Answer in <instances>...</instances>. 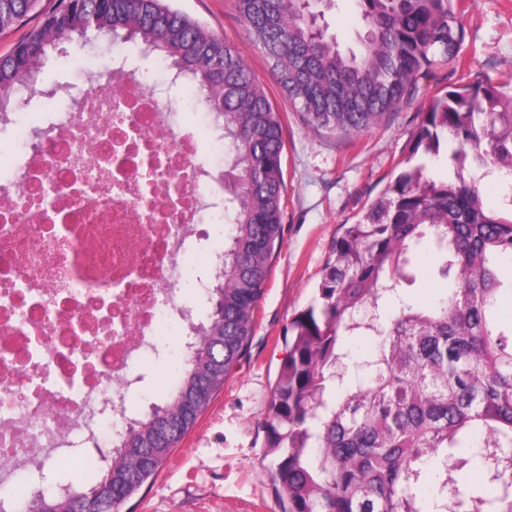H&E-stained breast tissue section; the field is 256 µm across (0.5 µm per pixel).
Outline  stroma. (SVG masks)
Here are the masks:
<instances>
[{"mask_svg":"<svg viewBox=\"0 0 512 512\" xmlns=\"http://www.w3.org/2000/svg\"><path fill=\"white\" fill-rule=\"evenodd\" d=\"M170 3L239 48L281 117L287 184L284 236L246 353L159 472L121 512H284L268 474L265 422L291 318L314 301L339 226L359 220L403 168L429 100L445 88L485 78L512 84V0H452L464 29L458 58L431 67L419 77L414 97L378 128L358 137L317 134L305 126L248 36L237 0ZM126 52L139 78L160 95L172 97L181 123L197 131L212 191L224 196V151L214 144L211 123L189 104L185 88L173 85L159 55L131 46ZM112 56L113 43L103 37L68 43L64 55H51L37 79L44 96L13 105L8 121L0 123V152L14 156L27 151L47 127L46 107L73 105L90 78H105ZM181 355V345L166 342L144 352L131 370L136 382L126 394L129 416H142L160 400L154 376L170 372Z\"/></svg>","mask_w":512,"mask_h":512,"instance_id":"35a3bbf8","label":"stroma"}]
</instances>
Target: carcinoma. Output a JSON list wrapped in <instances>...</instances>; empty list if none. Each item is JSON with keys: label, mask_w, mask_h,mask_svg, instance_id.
Wrapping results in <instances>:
<instances>
[{"label": "carcinoma", "mask_w": 512, "mask_h": 512, "mask_svg": "<svg viewBox=\"0 0 512 512\" xmlns=\"http://www.w3.org/2000/svg\"><path fill=\"white\" fill-rule=\"evenodd\" d=\"M40 0H0V32ZM247 33L315 132L361 135L416 92L417 76L455 59L463 31L451 0H353L360 31L341 48L309 0H237ZM94 31L157 52L195 107L222 130L232 225L207 318L193 325L178 381L126 423L112 454V502L126 503L194 426L242 358L283 237L285 148L279 113L238 48L168 0H56L41 25L0 56V113L37 93L60 45ZM411 158L354 224L341 225L318 298L288 328L266 420L269 474L285 512H512V89L487 79L428 103ZM446 159L448 171H435ZM508 204L487 203L484 184ZM435 297L396 304L423 275ZM377 315L374 326L361 321ZM372 350L349 375L350 343ZM206 397L158 441L162 416L184 411L189 384L214 367ZM134 432L141 447H126ZM90 468L71 494L92 497Z\"/></svg>", "instance_id": "cac0c4a2"}]
</instances>
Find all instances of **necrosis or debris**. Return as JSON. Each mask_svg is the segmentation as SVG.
<instances>
[{
  "mask_svg": "<svg viewBox=\"0 0 512 512\" xmlns=\"http://www.w3.org/2000/svg\"><path fill=\"white\" fill-rule=\"evenodd\" d=\"M0 185V487L88 440L167 321L209 170L172 106L118 56L111 78Z\"/></svg>",
  "mask_w": 512,
  "mask_h": 512,
  "instance_id": "obj_1",
  "label": "necrosis or debris"
}]
</instances>
